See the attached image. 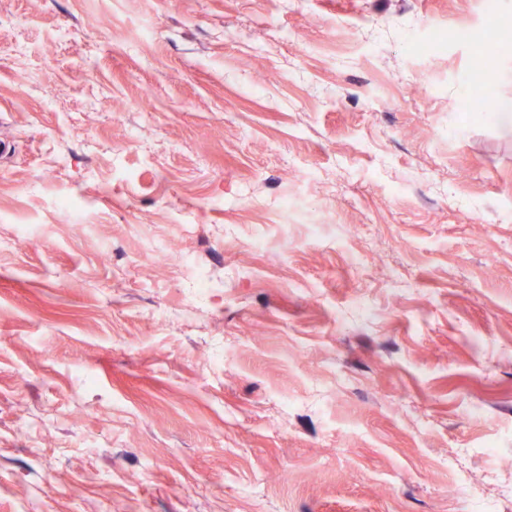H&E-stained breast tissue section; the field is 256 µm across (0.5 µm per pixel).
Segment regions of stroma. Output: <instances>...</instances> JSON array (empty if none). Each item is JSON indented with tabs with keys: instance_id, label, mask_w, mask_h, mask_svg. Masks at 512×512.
I'll return each instance as SVG.
<instances>
[{
	"instance_id": "stroma-1",
	"label": "stroma",
	"mask_w": 512,
	"mask_h": 512,
	"mask_svg": "<svg viewBox=\"0 0 512 512\" xmlns=\"http://www.w3.org/2000/svg\"><path fill=\"white\" fill-rule=\"evenodd\" d=\"M489 28L512 0H0V512H512Z\"/></svg>"
}]
</instances>
